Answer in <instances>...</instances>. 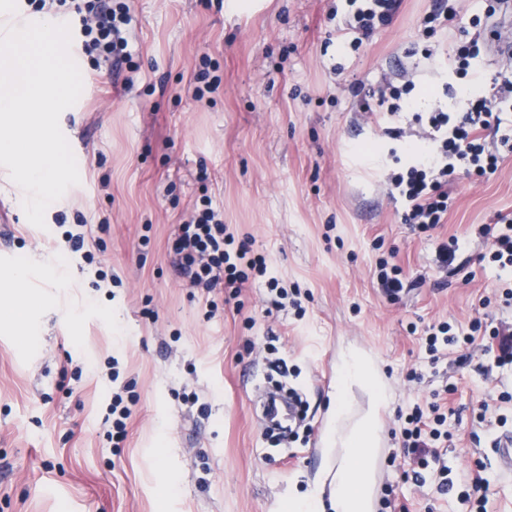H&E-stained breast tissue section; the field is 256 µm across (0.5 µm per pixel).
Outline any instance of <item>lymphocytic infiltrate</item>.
<instances>
[{
    "label": "lymphocytic infiltrate",
    "instance_id": "f902f5d3",
    "mask_svg": "<svg viewBox=\"0 0 512 512\" xmlns=\"http://www.w3.org/2000/svg\"><path fill=\"white\" fill-rule=\"evenodd\" d=\"M346 9L336 30L350 35L351 46H361L375 33L388 27L403 0H344ZM29 14L53 15L69 20L82 53L94 61L134 66V50L129 43L133 15L129 0H20ZM456 9L448 0H435V6L420 22L421 36L431 38L427 56L448 57L456 74L468 75L473 61L486 48V34L479 16L469 18L473 34L468 39L436 43L437 30L446 28ZM512 112V80L495 83L490 94L469 97L464 111L447 112L434 108L427 115V126L418 133L419 142L406 166L390 170L386 176L388 196L401 207V220L410 227L429 231L448 220L455 183L462 176L485 177L494 174L501 162L495 143L487 133L499 134L503 116ZM179 276L188 287L206 299L209 311H216L215 291L237 295L243 288L263 279L278 299L288 291L281 286L265 256L254 253L249 238H239L224 222V215L211 197H203L191 208L183 224L168 243ZM487 337L483 352L491 365L512 366V322L496 325L471 320L468 325L441 322L431 326L427 352L431 363H438L448 349L460 353V363L469 362V347L478 337ZM400 433L405 455L412 461L411 479L425 483L431 470H438L442 493L454 487L446 475L443 459L451 434L443 404L433 401L414 406L401 418Z\"/></svg>",
    "mask_w": 512,
    "mask_h": 512
}]
</instances>
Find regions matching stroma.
I'll return each mask as SVG.
<instances>
[{"instance_id": "stroma-1", "label": "stroma", "mask_w": 512, "mask_h": 512, "mask_svg": "<svg viewBox=\"0 0 512 512\" xmlns=\"http://www.w3.org/2000/svg\"><path fill=\"white\" fill-rule=\"evenodd\" d=\"M335 4L132 0L138 70L82 60V93L60 116L80 182L47 208L49 235L28 221L20 187L0 171V204L17 218L0 244L16 265L43 257L60 271L31 274L14 293L0 270V512H284L323 475L316 433L332 422L336 360L350 346L373 358L391 396L374 512H389L388 499L406 512H475L462 477L477 459L492 481L488 512H512V477L486 441L501 427L498 413L512 432V407L477 418L478 401L512 392V370L485 378L479 342L464 367L452 352L431 365L425 350L434 323L512 317L477 233L512 216V152L494 175L458 181L446 224L412 230L380 185L404 144L383 136L381 114L362 112L347 91L354 79L373 88L382 74L412 71L417 87L401 123L413 128L432 104L458 112L466 95L512 79V56L485 53L463 79L441 57L425 58L417 31L432 0H404L392 24L355 50L336 37ZM205 54L222 84L196 99L188 87ZM202 166L209 178L200 182ZM206 195L281 285L299 292L301 308L268 307L257 283L207 317L168 254L169 237ZM82 218L110 224L98 245L120 286L65 243ZM452 236L460 249L444 270L437 249ZM382 257L403 271L398 300L377 288ZM20 297L26 320L4 322ZM279 364L309 405L284 446L264 434L259 394ZM445 385L454 388V489L443 495L405 478L394 431L398 413ZM124 391L135 400L118 442L108 413Z\"/></svg>"}]
</instances>
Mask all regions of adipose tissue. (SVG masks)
Instances as JSON below:
<instances>
[{
    "label": "adipose tissue",
    "mask_w": 512,
    "mask_h": 512,
    "mask_svg": "<svg viewBox=\"0 0 512 512\" xmlns=\"http://www.w3.org/2000/svg\"><path fill=\"white\" fill-rule=\"evenodd\" d=\"M361 389L368 398L364 414L349 422V394ZM389 405L385 384L370 357L359 349L339 353L336 363V395L333 412L336 424L329 431L327 444L336 448V474L329 485L331 512H364L369 506L373 449L380 414Z\"/></svg>",
    "instance_id": "1"
}]
</instances>
